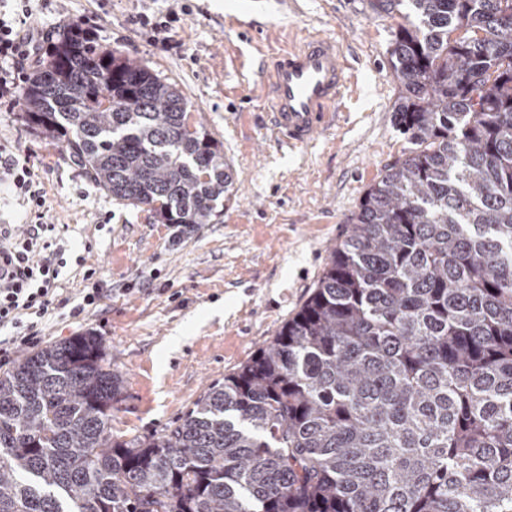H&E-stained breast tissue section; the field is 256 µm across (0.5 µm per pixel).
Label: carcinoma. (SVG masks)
Wrapping results in <instances>:
<instances>
[{"label":"carcinoma","instance_id":"carcinoma-1","mask_svg":"<svg viewBox=\"0 0 512 512\" xmlns=\"http://www.w3.org/2000/svg\"><path fill=\"white\" fill-rule=\"evenodd\" d=\"M407 5L391 51L413 148L315 290L175 425L112 437L119 381L76 336L0 374V512H512V0ZM23 118L113 197L209 224L230 175L188 101L70 34Z\"/></svg>","mask_w":512,"mask_h":512}]
</instances>
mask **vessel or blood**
<instances>
[{
    "mask_svg": "<svg viewBox=\"0 0 512 512\" xmlns=\"http://www.w3.org/2000/svg\"><path fill=\"white\" fill-rule=\"evenodd\" d=\"M268 116L278 140L304 148L335 124L336 104L349 81L341 45L310 33L265 69Z\"/></svg>",
    "mask_w": 512,
    "mask_h": 512,
    "instance_id": "b4317fda",
    "label": "vessel or blood"
}]
</instances>
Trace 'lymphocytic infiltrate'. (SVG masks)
Returning <instances> with one entry per match:
<instances>
[{
	"label": "lymphocytic infiltrate",
	"instance_id": "f902f5d3",
	"mask_svg": "<svg viewBox=\"0 0 512 512\" xmlns=\"http://www.w3.org/2000/svg\"><path fill=\"white\" fill-rule=\"evenodd\" d=\"M14 16L0 15V60L23 66L37 62L48 35L29 28L30 0H15ZM0 187L22 199L28 226L17 232L15 225H0V355L18 345L38 341L46 319L67 314L76 318L97 306L104 296L101 281L86 271L81 302L66 306L56 298L57 283L69 262L63 248L54 243L53 225L44 223L45 200L39 176L29 157L14 146L0 143Z\"/></svg>",
	"mask_w": 512,
	"mask_h": 512
}]
</instances>
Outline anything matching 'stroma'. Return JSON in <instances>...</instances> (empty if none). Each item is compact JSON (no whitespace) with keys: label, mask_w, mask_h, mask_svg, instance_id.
<instances>
[{"label":"stroma","mask_w":512,"mask_h":512,"mask_svg":"<svg viewBox=\"0 0 512 512\" xmlns=\"http://www.w3.org/2000/svg\"><path fill=\"white\" fill-rule=\"evenodd\" d=\"M402 21L371 0H34L29 23L54 41L82 25L176 84L233 183L212 223H158L0 100V141L38 166L46 222L85 258L63 270L59 299L79 297L88 268L108 288L79 318L48 320L0 373L21 355L100 337L119 377L112 434L127 439L160 433L244 365L306 303L367 189L410 148L394 119L401 88L389 66ZM312 31L341 41L352 82L338 124L291 153L269 129L261 70Z\"/></svg>","instance_id":"1"}]
</instances>
